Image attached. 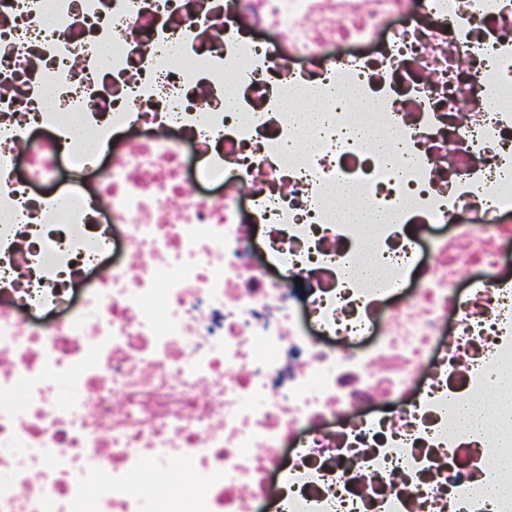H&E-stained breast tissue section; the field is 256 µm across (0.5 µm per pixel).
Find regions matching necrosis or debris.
I'll return each instance as SVG.
<instances>
[{"instance_id":"necrosis-or-debris-1","label":"necrosis or debris","mask_w":512,"mask_h":512,"mask_svg":"<svg viewBox=\"0 0 512 512\" xmlns=\"http://www.w3.org/2000/svg\"><path fill=\"white\" fill-rule=\"evenodd\" d=\"M511 255L512 0H0V512H512ZM488 407H493V403L488 401L484 406L463 405L461 418L464 424L475 434L485 432L487 426L486 411Z\"/></svg>"}]
</instances>
